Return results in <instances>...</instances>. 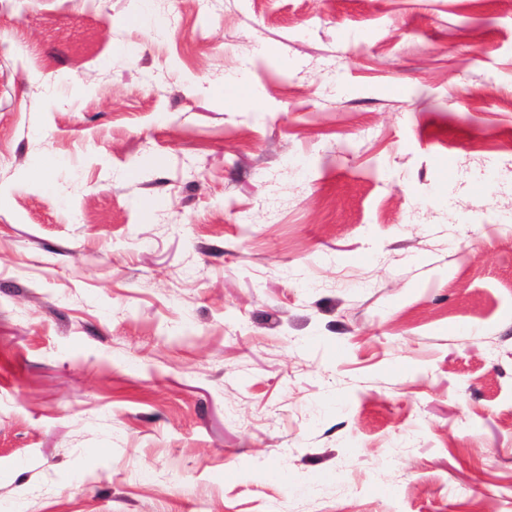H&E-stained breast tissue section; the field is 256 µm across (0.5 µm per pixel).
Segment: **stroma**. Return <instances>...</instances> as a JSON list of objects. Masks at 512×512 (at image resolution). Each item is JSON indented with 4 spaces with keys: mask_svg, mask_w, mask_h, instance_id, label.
Returning <instances> with one entry per match:
<instances>
[{
    "mask_svg": "<svg viewBox=\"0 0 512 512\" xmlns=\"http://www.w3.org/2000/svg\"><path fill=\"white\" fill-rule=\"evenodd\" d=\"M0 512H512V0H0Z\"/></svg>",
    "mask_w": 512,
    "mask_h": 512,
    "instance_id": "stroma-1",
    "label": "stroma"
}]
</instances>
